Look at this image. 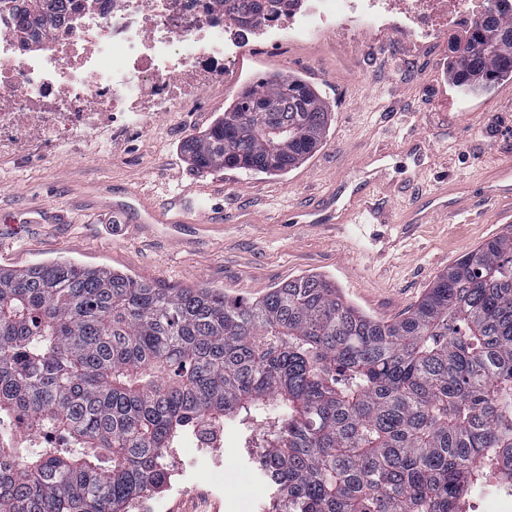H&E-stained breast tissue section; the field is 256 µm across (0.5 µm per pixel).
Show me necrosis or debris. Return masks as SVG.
Segmentation results:
<instances>
[{
  "instance_id": "necrosis-or-debris-1",
  "label": "necrosis or debris",
  "mask_w": 512,
  "mask_h": 512,
  "mask_svg": "<svg viewBox=\"0 0 512 512\" xmlns=\"http://www.w3.org/2000/svg\"><path fill=\"white\" fill-rule=\"evenodd\" d=\"M493 0H299L256 27L230 20L222 0H63L39 46L21 48L18 19L0 9V147L19 152L95 138L134 141L150 119L234 87L237 64L307 39L336 51L399 26L424 49L472 23Z\"/></svg>"
}]
</instances>
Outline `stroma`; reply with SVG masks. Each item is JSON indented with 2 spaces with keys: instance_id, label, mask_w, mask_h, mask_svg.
<instances>
[{
  "instance_id": "stroma-1",
  "label": "stroma",
  "mask_w": 512,
  "mask_h": 512,
  "mask_svg": "<svg viewBox=\"0 0 512 512\" xmlns=\"http://www.w3.org/2000/svg\"><path fill=\"white\" fill-rule=\"evenodd\" d=\"M448 46L414 53L400 34L367 35L339 54L322 43L290 45L287 55L242 58L241 85L272 75L315 86L331 112L328 135L301 165L281 175L238 169L199 171L181 145L201 135L234 101L209 93L188 112H161L138 141L97 151L74 145L49 156L0 148V268L21 270L57 260L106 266L141 280L217 288L254 301L307 275L334 281L365 314L390 321L406 314L436 275L486 240L512 231V200L467 202L477 178L512 163V76L478 96L452 84ZM422 144L421 154L408 150ZM374 223L337 228L294 224L296 208L331 196L342 183L371 178ZM456 184L454 216L422 224L401 220L404 204ZM147 198L213 214L221 228L136 226L113 215L95 194ZM193 448L171 449L164 489L137 512H273V488L250 467L246 441L222 449L213 465L186 469Z\"/></svg>"
}]
</instances>
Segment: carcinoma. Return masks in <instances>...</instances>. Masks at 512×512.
<instances>
[{
    "label": "carcinoma",
    "mask_w": 512,
    "mask_h": 512,
    "mask_svg": "<svg viewBox=\"0 0 512 512\" xmlns=\"http://www.w3.org/2000/svg\"><path fill=\"white\" fill-rule=\"evenodd\" d=\"M22 46L60 0H11ZM292 0H239L246 22ZM456 43V87L512 76V0ZM301 78L246 86L182 152L199 170L286 173L327 137ZM235 420L275 512H459L488 476L512 488V232L437 275L403 318L374 319L311 275L253 302L68 260L0 269V512H129L166 480L191 424ZM43 434L35 448L8 428Z\"/></svg>",
    "instance_id": "carcinoma-1"
}]
</instances>
